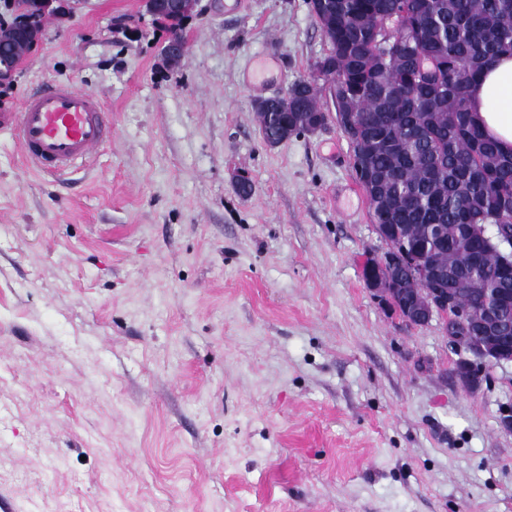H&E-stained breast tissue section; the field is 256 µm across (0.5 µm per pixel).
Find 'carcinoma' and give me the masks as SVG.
I'll use <instances>...</instances> for the list:
<instances>
[{"label":"carcinoma","instance_id":"carcinoma-1","mask_svg":"<svg viewBox=\"0 0 512 512\" xmlns=\"http://www.w3.org/2000/svg\"><path fill=\"white\" fill-rule=\"evenodd\" d=\"M330 45L325 77L336 111L353 112L347 131L371 185L372 223L386 237L426 253L457 290L463 276L503 287L505 271L493 232L502 199L512 198V154L473 122L468 89L484 66L512 55V0H310ZM403 29L402 41L376 42L378 20ZM433 68L430 86L416 69ZM319 90L259 102L263 140L279 143L305 131L320 112ZM445 226L442 241L433 225ZM472 252L482 262L460 267Z\"/></svg>","mask_w":512,"mask_h":512}]
</instances>
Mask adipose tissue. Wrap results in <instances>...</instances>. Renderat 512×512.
<instances>
[{
    "mask_svg": "<svg viewBox=\"0 0 512 512\" xmlns=\"http://www.w3.org/2000/svg\"><path fill=\"white\" fill-rule=\"evenodd\" d=\"M476 123L503 152L512 151V57H500L482 70L469 98Z\"/></svg>",
    "mask_w": 512,
    "mask_h": 512,
    "instance_id": "1",
    "label": "adipose tissue"
}]
</instances>
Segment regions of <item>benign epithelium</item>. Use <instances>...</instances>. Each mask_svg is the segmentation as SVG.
Returning <instances> with one entry per match:
<instances>
[{"label":"benign epithelium","instance_id":"benign-epithelium-1","mask_svg":"<svg viewBox=\"0 0 512 512\" xmlns=\"http://www.w3.org/2000/svg\"><path fill=\"white\" fill-rule=\"evenodd\" d=\"M73 2L75 0H7L5 9L12 27L8 32H0V59L16 56L41 32L42 19L46 15L64 16L72 9ZM162 2L178 16L192 15L197 10L194 0H143L145 13L156 11ZM162 53L170 62H182L186 57V46L181 35L170 37ZM403 265L414 275L411 288L400 289L393 280V269ZM363 277L374 296L390 306L395 295L406 297L407 323L426 326L434 319L442 321L450 341L475 356V360H464L458 366L459 377L465 385H474L473 375L489 366L512 362V336L488 328V324L499 320L507 308L508 294L503 289H497L489 298L487 289L476 283L464 284L463 291L484 295L482 314L472 317L457 304L456 298L448 294L443 271L426 263L424 253L405 248L399 251L387 249L370 258Z\"/></svg>","mask_w":512,"mask_h":512}]
</instances>
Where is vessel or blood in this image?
<instances>
[{
  "label": "vessel or blood",
  "mask_w": 512,
  "mask_h": 512,
  "mask_svg": "<svg viewBox=\"0 0 512 512\" xmlns=\"http://www.w3.org/2000/svg\"><path fill=\"white\" fill-rule=\"evenodd\" d=\"M28 166L49 177L72 173L112 139V120L98 98L68 83L27 95L17 115L0 114Z\"/></svg>",
  "instance_id": "1"
}]
</instances>
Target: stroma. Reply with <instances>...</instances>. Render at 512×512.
<instances>
[{"instance_id":"obj_1","label":"stroma","mask_w":512,"mask_h":512,"mask_svg":"<svg viewBox=\"0 0 512 512\" xmlns=\"http://www.w3.org/2000/svg\"><path fill=\"white\" fill-rule=\"evenodd\" d=\"M183 35L168 65L140 0H86L0 87L112 117L58 180L0 133V512H512V364L465 389L440 324L368 289L329 93L262 140L254 100L328 51L308 0H200Z\"/></svg>"}]
</instances>
